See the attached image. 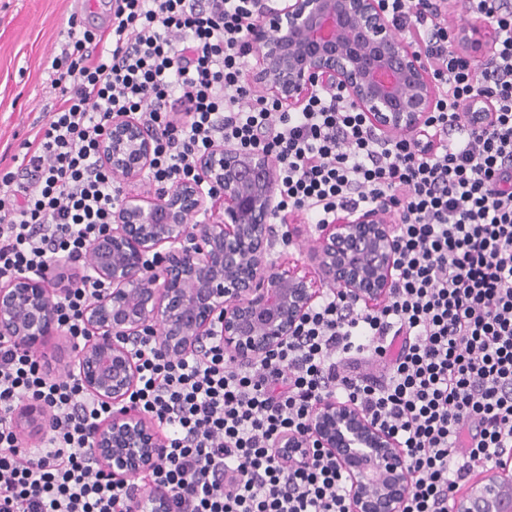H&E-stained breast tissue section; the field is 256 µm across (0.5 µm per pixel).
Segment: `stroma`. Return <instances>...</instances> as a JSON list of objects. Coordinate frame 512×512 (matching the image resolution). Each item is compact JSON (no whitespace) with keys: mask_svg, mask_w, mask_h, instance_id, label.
<instances>
[{"mask_svg":"<svg viewBox=\"0 0 512 512\" xmlns=\"http://www.w3.org/2000/svg\"><path fill=\"white\" fill-rule=\"evenodd\" d=\"M75 8L68 0H0V170L33 140L56 102L50 60Z\"/></svg>","mask_w":512,"mask_h":512,"instance_id":"obj_1","label":"stroma"}]
</instances>
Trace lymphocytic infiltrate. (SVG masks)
Here are the masks:
<instances>
[{"mask_svg":"<svg viewBox=\"0 0 512 512\" xmlns=\"http://www.w3.org/2000/svg\"><path fill=\"white\" fill-rule=\"evenodd\" d=\"M383 2L399 29H416L440 86L433 149L378 141L335 91L296 112L253 97L244 39L256 0H120L107 27L69 17L51 61L58 101L22 156L25 179L0 173V282L79 259L111 225L121 189L98 144L116 112L155 128L156 184L196 177L222 143L259 145L279 162L284 208L310 223L398 213L384 307L325 295L298 336L254 365L214 343L180 358L139 343L135 402L167 430L150 482L180 492L186 512H346L334 460L273 454L325 395L395 436L415 473L403 512H448L475 473L512 453V0H463L461 21L481 16L499 33L480 74L448 48L447 0ZM476 96L495 105L490 126L461 113ZM101 286L85 273L56 298L72 339L85 337L81 313ZM23 400L50 413L35 450L9 420ZM108 412L76 377H50L31 352L0 344V512H132L136 484H116L89 445Z\"/></svg>","mask_w":512,"mask_h":512,"instance_id":"obj_1","label":"lymphocytic infiltrate"}]
</instances>
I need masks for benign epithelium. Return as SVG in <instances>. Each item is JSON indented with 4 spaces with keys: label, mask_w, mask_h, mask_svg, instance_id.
Returning a JSON list of instances; mask_svg holds the SVG:
<instances>
[{
    "label": "benign epithelium",
    "mask_w": 512,
    "mask_h": 512,
    "mask_svg": "<svg viewBox=\"0 0 512 512\" xmlns=\"http://www.w3.org/2000/svg\"><path fill=\"white\" fill-rule=\"evenodd\" d=\"M497 40L495 26L476 19L454 32L450 49L483 66ZM246 42L254 96L295 111L317 91L338 88L381 140L418 142L425 134L437 83L422 46L394 25L382 0H278L274 8L259 0ZM463 112L486 125L493 105L468 103ZM155 141L148 124L114 113L99 152L114 176L135 183ZM197 168L198 177L171 188L124 196L91 247L90 269L105 288L82 312L89 340L72 349V371L112 408L90 440L116 481L148 476L167 452L155 422L131 400L143 337H156L169 356L211 340L236 362L255 364L297 334L323 289L370 309L391 296L396 239L383 209L340 212L318 226L308 271L272 259L281 206L271 155L217 146ZM202 214L208 222L199 224ZM67 286L61 274L0 283V342L30 349L61 335L53 301ZM11 419L30 437L45 433L46 410L35 402H20ZM274 451L293 461L316 451L334 458L351 489L347 512H401L413 480L394 436L334 396L312 408L306 433L281 437ZM135 512H176L172 493L154 490ZM451 512H512V463L483 473Z\"/></svg>",
    "instance_id": "1"
}]
</instances>
